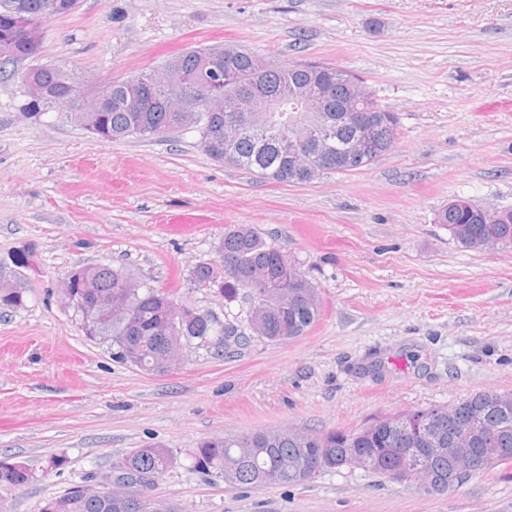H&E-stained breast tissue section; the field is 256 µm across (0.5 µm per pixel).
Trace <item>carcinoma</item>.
I'll list each match as a JSON object with an SVG mask.
<instances>
[{
  "label": "carcinoma",
  "mask_w": 512,
  "mask_h": 512,
  "mask_svg": "<svg viewBox=\"0 0 512 512\" xmlns=\"http://www.w3.org/2000/svg\"><path fill=\"white\" fill-rule=\"evenodd\" d=\"M15 0H0V52L11 44L15 52L6 58L0 55V64L22 60L28 53L23 43L24 28L9 20L7 15ZM28 23L45 26L49 18L41 13L43 0H24ZM219 54L224 58L223 75L243 76L251 71L253 55L244 49L225 46L191 47L176 56L189 79L206 81L210 73L203 67L202 59ZM25 75L39 81L46 89L48 99L30 107L53 111L55 100L68 95V63H36ZM330 81L335 84L332 108L340 109L350 99L349 85L336 76L333 68L323 66L317 70L303 65L282 67L271 65L260 83L269 100L284 101L295 85ZM131 89L114 82L105 89L102 102L95 107V119L87 129L91 135L105 140H120L129 136L156 137L177 131L180 113L170 111L164 102L163 91L152 88L145 94L143 112H130L125 108V98ZM364 107L374 114L380 133L370 151L367 164L388 151L396 138L397 117L382 108L368 96ZM226 112H204L200 124L194 127L200 139L208 138L213 127H224ZM212 160L225 166L256 173L275 183L296 185L290 173L294 163L288 159L284 147V133L280 125L271 124L261 132L248 130L241 134L228 150L212 147L204 150ZM506 221L500 224H483L468 211L443 208L437 221L448 227L451 236L465 248H475L485 237L493 235L501 244L512 247V210L503 211ZM466 229V236H457L459 227ZM224 259V298L235 299L259 285H285L294 299L291 307L273 302L265 308L249 313L248 324L258 320L255 333L269 341H286L304 335L320 315L319 304L311 305L307 295L314 290L313 283L297 270L279 249L266 245L250 228L239 226L224 234L219 245ZM130 276L121 266L99 263L81 278L73 279L69 292L82 293L91 299L105 294ZM9 279L12 288H0V306L18 307L23 303L24 288L12 275L0 271V280ZM130 318L114 316L112 321L101 319L91 307L79 311L82 331L97 334L101 340L117 346L118 358L144 371H156L159 365L174 364L186 341L197 339L203 343L223 341L237 335V329L215 321L210 314L183 307L184 322H173V309L178 300L174 294L160 288L144 286L127 295ZM454 418H448V409L432 407L398 415L382 417L374 423L351 431L307 433L293 429H268L242 435H224L201 439L191 453L192 468L202 474L224 479V473H235L234 488L260 484L302 483L312 480L310 464L321 460V471L349 466L353 455L364 458L365 471L394 478L409 464H425L434 474L448 476V455L431 458L423 456L421 443L404 434V424L420 422L440 441V447H454L459 426L470 424L473 444L470 448L476 474L512 466V407L503 408L486 394L478 393L462 399L452 409ZM173 457L159 446L137 448L115 460L113 465L131 472H150L160 478L172 465ZM32 478L27 468L17 469L10 459L0 460V489L22 486ZM41 512H152L145 498L132 501L120 490L112 491V499L102 498L78 489L73 485L64 495L48 499Z\"/></svg>",
  "instance_id": "cac0c4a2"
}]
</instances>
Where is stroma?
I'll return each instance as SVG.
<instances>
[{"mask_svg": "<svg viewBox=\"0 0 512 512\" xmlns=\"http://www.w3.org/2000/svg\"><path fill=\"white\" fill-rule=\"evenodd\" d=\"M212 44L356 74L397 116V138L363 169L271 183L214 162L190 131L105 141L66 113L34 114L17 78L29 61L1 66L0 270L25 293L0 308V458L32 471L5 491L10 512H39L148 445L174 458L150 493L180 512H512V469L442 494L350 468L231 489L190 457L205 437L354 430L512 392V248L467 249L437 222L455 198L512 209V0H81L47 23L41 59L77 62L104 86ZM179 210L202 216L194 234L164 224ZM237 225L317 288L305 335L257 336L248 297L193 281ZM96 263L237 336L184 344L166 374L121 362L61 292Z\"/></svg>", "mask_w": 512, "mask_h": 512, "instance_id": "35a3bbf8", "label": "stroma"}]
</instances>
